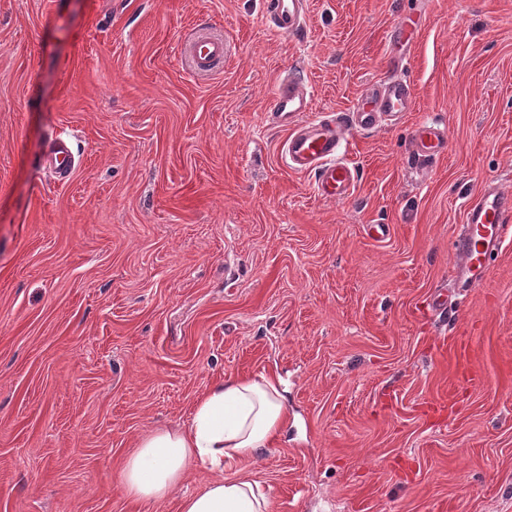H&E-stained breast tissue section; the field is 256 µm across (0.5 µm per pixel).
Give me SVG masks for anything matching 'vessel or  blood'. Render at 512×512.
<instances>
[{
  "label": "vessel or blood",
  "instance_id": "1",
  "mask_svg": "<svg viewBox=\"0 0 512 512\" xmlns=\"http://www.w3.org/2000/svg\"><path fill=\"white\" fill-rule=\"evenodd\" d=\"M306 0H265L264 16L271 27L284 36H294L305 28ZM196 68L209 70L223 60V41L198 37L186 47ZM413 92L409 82L393 77L382 85H370L351 112L335 117H311L310 89L296 79L282 81L268 114L277 127L287 131L285 157L290 167L315 177L317 194L329 201L346 200L355 188L356 175L346 158V134L351 127L363 130L379 125L381 114L399 115L411 111ZM447 144V130L440 122L419 124L413 134V152L421 158L438 156ZM512 224V192L495 184L485 185L464 209L451 243L454 278L460 287L479 285L489 272L488 262L498 255L505 230Z\"/></svg>",
  "mask_w": 512,
  "mask_h": 512
}]
</instances>
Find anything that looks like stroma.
<instances>
[{
	"label": "stroma",
	"mask_w": 512,
	"mask_h": 512,
	"mask_svg": "<svg viewBox=\"0 0 512 512\" xmlns=\"http://www.w3.org/2000/svg\"><path fill=\"white\" fill-rule=\"evenodd\" d=\"M307 2L286 37L263 0H0V512H179L201 465L145 503L122 461L229 375L291 411L240 469L271 512H512V240L467 292L451 250L512 190V0ZM199 32L231 49L207 74ZM401 53L414 110L352 129L355 190L320 198L267 116L282 76L346 112ZM447 130L438 121L430 120L419 124L413 134V152L417 157L438 156L447 144Z\"/></svg>",
	"instance_id": "1"
}]
</instances>
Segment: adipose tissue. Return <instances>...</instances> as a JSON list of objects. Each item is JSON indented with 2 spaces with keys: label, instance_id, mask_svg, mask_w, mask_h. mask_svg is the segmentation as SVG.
I'll use <instances>...</instances> for the list:
<instances>
[{
  "label": "adipose tissue",
  "instance_id": "1",
  "mask_svg": "<svg viewBox=\"0 0 512 512\" xmlns=\"http://www.w3.org/2000/svg\"><path fill=\"white\" fill-rule=\"evenodd\" d=\"M289 420L277 381L263 375L226 378L197 400L187 427L159 428L139 441L123 463V488L138 501L164 500L196 461L210 477L201 490L182 497L179 512H270L261 484L237 470L272 448Z\"/></svg>",
  "mask_w": 512,
  "mask_h": 512
}]
</instances>
